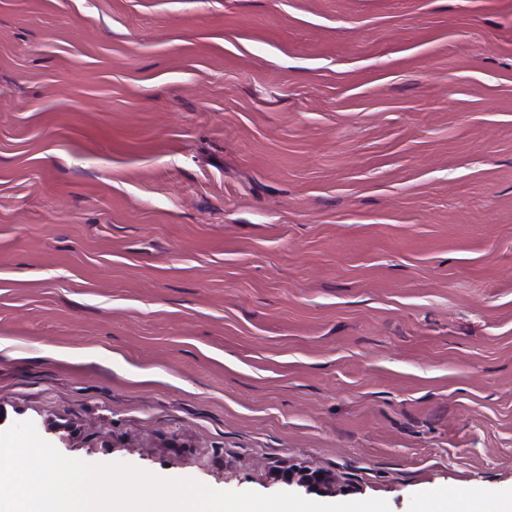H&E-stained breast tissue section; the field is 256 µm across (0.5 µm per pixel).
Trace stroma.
<instances>
[{
	"label": "stroma",
	"instance_id": "35a3bbf8",
	"mask_svg": "<svg viewBox=\"0 0 512 512\" xmlns=\"http://www.w3.org/2000/svg\"><path fill=\"white\" fill-rule=\"evenodd\" d=\"M218 490H512V0H0V427ZM286 481L289 485L295 484L305 488L306 491L315 490L325 494L336 492V479L320 469L307 467L289 469Z\"/></svg>",
	"mask_w": 512,
	"mask_h": 512
}]
</instances>
